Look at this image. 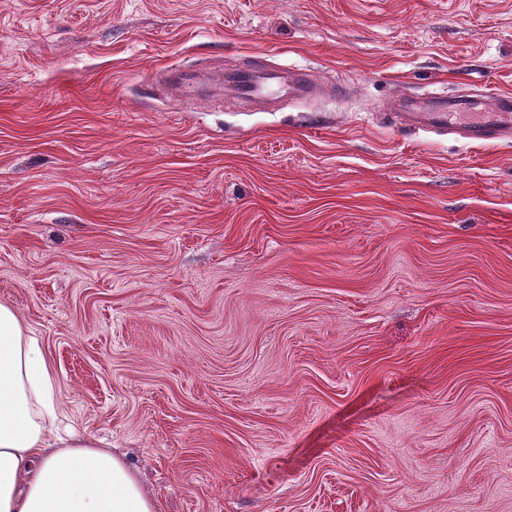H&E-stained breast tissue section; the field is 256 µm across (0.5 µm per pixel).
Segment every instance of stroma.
<instances>
[{"mask_svg":"<svg viewBox=\"0 0 512 512\" xmlns=\"http://www.w3.org/2000/svg\"><path fill=\"white\" fill-rule=\"evenodd\" d=\"M470 84L512 0H0V301L158 512H512V144L374 113ZM224 87L234 97L247 101L268 96L281 88L276 76L261 69L229 72L224 75ZM292 72L293 74L285 89L288 97L301 100L314 95L318 91L317 82L313 75L310 74V70L300 68Z\"/></svg>","mask_w":512,"mask_h":512,"instance_id":"35a3bbf8","label":"stroma"}]
</instances>
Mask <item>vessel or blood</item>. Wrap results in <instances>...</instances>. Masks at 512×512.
Listing matches in <instances>:
<instances>
[{
    "instance_id": "b4317fda",
    "label": "vessel or blood",
    "mask_w": 512,
    "mask_h": 512,
    "mask_svg": "<svg viewBox=\"0 0 512 512\" xmlns=\"http://www.w3.org/2000/svg\"><path fill=\"white\" fill-rule=\"evenodd\" d=\"M224 86L234 97L253 101L281 89L276 76L247 69L227 73ZM286 89L289 97L305 99L318 85L309 70H294ZM397 125L406 129L445 130L471 145L512 143V93L484 89L474 96L450 97L431 92L413 95L401 92L387 106Z\"/></svg>"
}]
</instances>
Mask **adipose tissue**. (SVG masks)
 I'll use <instances>...</instances> for the list:
<instances>
[{
	"mask_svg": "<svg viewBox=\"0 0 512 512\" xmlns=\"http://www.w3.org/2000/svg\"><path fill=\"white\" fill-rule=\"evenodd\" d=\"M57 424L47 354L0 303V512H157L123 459Z\"/></svg>",
	"mask_w": 512,
	"mask_h": 512,
	"instance_id": "1",
	"label": "adipose tissue"
}]
</instances>
